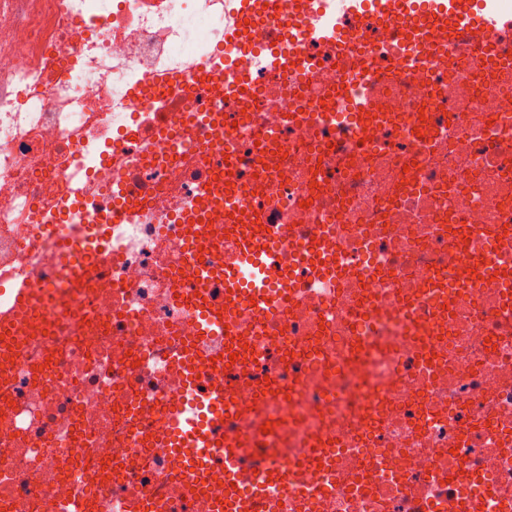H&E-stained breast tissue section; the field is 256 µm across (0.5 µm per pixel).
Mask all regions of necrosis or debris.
I'll return each instance as SVG.
<instances>
[{
    "instance_id": "necrosis-or-debris-1",
    "label": "necrosis or debris",
    "mask_w": 512,
    "mask_h": 512,
    "mask_svg": "<svg viewBox=\"0 0 512 512\" xmlns=\"http://www.w3.org/2000/svg\"><path fill=\"white\" fill-rule=\"evenodd\" d=\"M224 2L0 0V306L23 285L74 308L0 385V512H110L149 487L188 512L159 442L189 398L171 359L200 341L175 297L182 226L228 158L245 220L294 231L266 254L274 318L232 312L251 364L200 378L246 466L288 472L241 483L248 512H512V28L428 56L404 31L419 10L364 15L346 53L306 38L284 71L268 57L292 21L228 50ZM222 56L247 104L192 83ZM331 93L332 116L286 120Z\"/></svg>"
}]
</instances>
